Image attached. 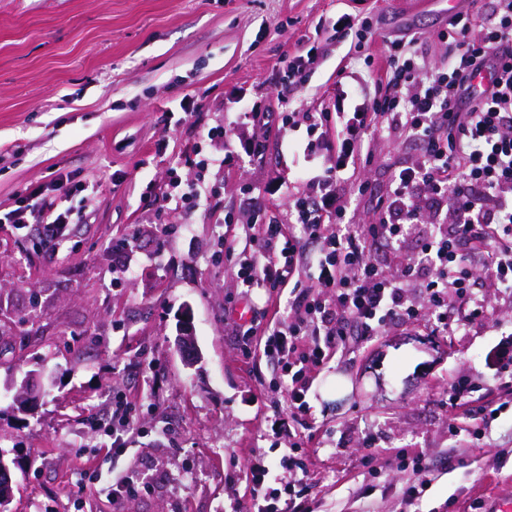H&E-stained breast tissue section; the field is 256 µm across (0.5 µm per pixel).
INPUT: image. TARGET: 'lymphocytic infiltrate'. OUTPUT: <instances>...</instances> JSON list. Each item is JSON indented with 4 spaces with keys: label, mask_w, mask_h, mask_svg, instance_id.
<instances>
[{
    "label": "lymphocytic infiltrate",
    "mask_w": 512,
    "mask_h": 512,
    "mask_svg": "<svg viewBox=\"0 0 512 512\" xmlns=\"http://www.w3.org/2000/svg\"><path fill=\"white\" fill-rule=\"evenodd\" d=\"M498 2L478 43L468 39L472 16L449 18L446 72H423L408 52L409 41L390 42L376 80L393 94L337 113L335 166L321 167L310 145H303L311 192L292 200L288 222L252 225L251 252L224 245V265L244 290L289 294L288 326H267L261 352L283 363L289 413L274 424L295 447L311 440L298 427L310 413V371L330 349H346L393 325L426 322L452 336L485 318L481 287L512 294V0ZM414 83L419 90L412 97L399 95V88ZM382 129L418 142L420 157L394 167L371 223H344L350 201L341 185L348 172L367 163L365 144ZM29 198L1 213L0 223L33 222L46 239L63 236L68 212L47 202L42 189ZM415 234L417 249L402 254L396 268L372 258L374 242L399 245ZM424 269L429 275L416 299L407 287ZM301 467L287 452L279 475L265 462L251 464L249 512H308Z\"/></svg>",
    "instance_id": "1"
}]
</instances>
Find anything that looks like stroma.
<instances>
[{
	"mask_svg": "<svg viewBox=\"0 0 512 512\" xmlns=\"http://www.w3.org/2000/svg\"><path fill=\"white\" fill-rule=\"evenodd\" d=\"M487 15L489 0H0V212L59 179L72 192L65 236L0 224V456L12 512H245V468L278 462L287 413L275 360H245L237 315L288 325L285 302L242 295L224 240L287 221L309 193L289 148L296 112H329L339 70L386 97L372 74L394 39L419 37L429 69L448 66V10ZM369 22L337 33L330 18ZM316 46L320 66L298 86L281 60ZM200 112L176 125L183 98ZM348 181L345 221L374 215L399 160L417 146L373 135ZM370 193L358 195L359 181ZM257 206H244L249 197ZM489 317L454 336L394 326L312 371L314 434L302 449L309 512H402L423 457L431 481L417 512H496L512 496V410L485 399L448 429V384L485 383L488 348L512 332V298L484 289ZM187 324L198 357L176 346ZM39 399L17 407L24 380ZM135 422L112 448V404ZM479 435L468 434V427ZM132 475L147 490L120 500L87 470Z\"/></svg>",
	"mask_w": 512,
	"mask_h": 512,
	"instance_id": "stroma-1",
	"label": "stroma"
}]
</instances>
